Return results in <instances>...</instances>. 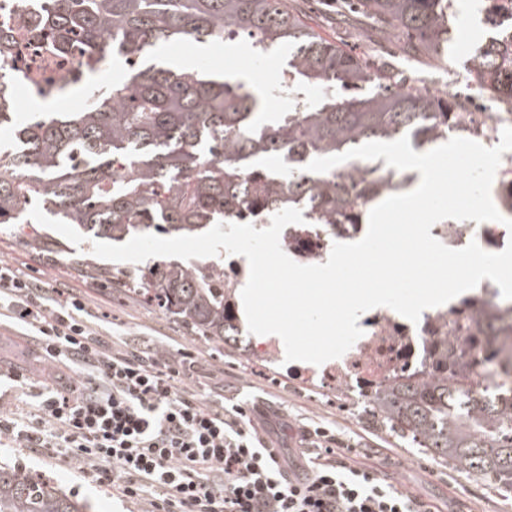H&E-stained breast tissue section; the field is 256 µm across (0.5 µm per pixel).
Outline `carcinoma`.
<instances>
[{
    "mask_svg": "<svg viewBox=\"0 0 512 512\" xmlns=\"http://www.w3.org/2000/svg\"><path fill=\"white\" fill-rule=\"evenodd\" d=\"M364 18L406 39L407 53L441 55L448 47L451 0H357ZM505 0H487L482 24L502 28ZM52 49L76 48L95 63L106 50L126 51L136 64L81 112L34 114L22 122L8 71L14 41L0 28V128L17 142L0 164V223L19 224L39 201L59 224L93 241L135 235H197L224 221V210L272 214L294 207L321 224H358L383 176L376 160L346 161L344 173L303 170L318 157L405 135L415 148L463 132L462 105L405 86L398 74L314 34L288 0H47L40 20ZM246 37L263 56L288 48L279 93L319 85L353 95H329L316 108L295 103L274 122L266 98L245 84L204 71L147 63V54L174 41L198 44ZM112 46H106L107 39ZM470 72L494 100L512 104V36L482 42ZM374 85L368 96L354 94ZM279 158L284 169L261 163ZM118 285L155 305L193 333L221 346L240 341L224 298V262H157L123 274ZM512 338V306L465 315L420 377L379 388L368 400L374 419L417 444L429 457L493 480L512 491V357L467 359L477 331ZM479 375L494 380L483 386ZM88 505L53 482L0 465V512H87Z\"/></svg>",
    "mask_w": 512,
    "mask_h": 512,
    "instance_id": "obj_1",
    "label": "carcinoma"
}]
</instances>
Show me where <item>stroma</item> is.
I'll return each mask as SVG.
<instances>
[{
  "mask_svg": "<svg viewBox=\"0 0 512 512\" xmlns=\"http://www.w3.org/2000/svg\"><path fill=\"white\" fill-rule=\"evenodd\" d=\"M288 5L306 18L320 37L398 70L418 88L439 81L451 88L458 80L472 78L459 63L445 66L425 55L405 58L402 42L369 27L365 19L343 12L339 0H288ZM160 54L174 65L220 71L262 91L270 116H280L287 109V97L275 92L286 69L287 49L257 57L242 38L233 37L217 44L194 43L179 51L168 46ZM25 218L22 224H0V261L61 292L80 295L100 335L114 337L118 343L138 350L147 341L157 340L169 352L184 348L194 353L199 363L187 370L186 386L209 389L210 399L223 401L228 407L247 396L252 405L280 412L286 421L277 430L282 452L295 451L299 427L321 423L335 430L353 448L356 461L374 469L392 489L411 492L443 512H512L511 491L427 457L411 441L396 438L382 428L363 403L350 402L347 395L333 389L306 384L284 362H262L232 345L215 347L125 289L83 279L75 261L91 251L84 236L71 225L52 223L50 214L36 204L27 206ZM60 242L68 245V252L57 250ZM34 346L32 338L23 336L20 325L7 318L0 320V416L15 422L37 404L38 398L32 388L17 392L8 375L14 369L35 375V366L23 358L24 351ZM0 462L26 468L57 483L87 502L89 512L143 510L142 505L113 495L111 488L99 486L92 475L70 459L68 449L0 447Z\"/></svg>",
  "mask_w": 512,
  "mask_h": 512,
  "instance_id": "stroma-1",
  "label": "stroma"
}]
</instances>
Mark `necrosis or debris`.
Instances as JSON below:
<instances>
[{"label": "necrosis or debris", "mask_w": 512, "mask_h": 512, "mask_svg": "<svg viewBox=\"0 0 512 512\" xmlns=\"http://www.w3.org/2000/svg\"><path fill=\"white\" fill-rule=\"evenodd\" d=\"M43 5L44 0H0V27L8 28L14 38L12 66L22 85L47 97L68 87L90 62L78 54L60 57L51 51L35 30ZM361 231L358 225L332 229L307 221L284 232L280 245L298 262L321 261L334 242L356 239ZM462 311L460 302L451 301L423 311L414 323L391 308H378L360 317L357 325L363 335L342 357L297 369L296 374L352 397H364L396 374L417 372L430 363Z\"/></svg>", "instance_id": "4bbe7bcc"}]
</instances>
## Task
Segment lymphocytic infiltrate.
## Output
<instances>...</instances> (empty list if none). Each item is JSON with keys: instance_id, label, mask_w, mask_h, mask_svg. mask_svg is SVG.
Segmentation results:
<instances>
[{"instance_id": "lymphocytic-infiltrate-1", "label": "lymphocytic infiltrate", "mask_w": 512, "mask_h": 512, "mask_svg": "<svg viewBox=\"0 0 512 512\" xmlns=\"http://www.w3.org/2000/svg\"><path fill=\"white\" fill-rule=\"evenodd\" d=\"M0 309L31 332L48 366L22 425L0 423L20 448H66L100 483L149 512H439L391 490L325 426L303 427L284 457L267 412L207 400L184 384L192 354L127 351L91 331L85 304L0 261Z\"/></svg>"}]
</instances>
